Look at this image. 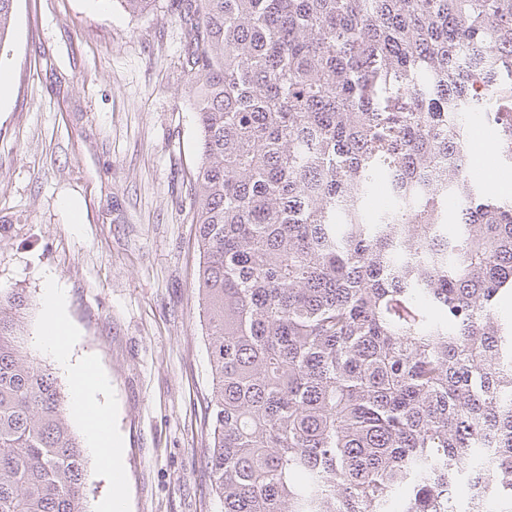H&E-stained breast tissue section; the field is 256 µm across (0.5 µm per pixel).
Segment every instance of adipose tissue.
I'll list each match as a JSON object with an SVG mask.
<instances>
[{"label":"adipose tissue","mask_w":512,"mask_h":512,"mask_svg":"<svg viewBox=\"0 0 512 512\" xmlns=\"http://www.w3.org/2000/svg\"><path fill=\"white\" fill-rule=\"evenodd\" d=\"M44 310L43 325L34 342L50 352L58 365L68 371L73 389L71 411L83 426L88 447L102 456L101 468L111 477L115 487L113 495L100 502L99 512H127L122 492V447L112 434L109 410L99 400L107 388V380L98 372L93 360L73 361L74 332L65 317L64 294L56 285H49L45 290Z\"/></svg>","instance_id":"obj_1"}]
</instances>
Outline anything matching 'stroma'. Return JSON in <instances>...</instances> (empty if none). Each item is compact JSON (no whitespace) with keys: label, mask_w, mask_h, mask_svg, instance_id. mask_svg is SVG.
<instances>
[{"label":"stroma","mask_w":512,"mask_h":512,"mask_svg":"<svg viewBox=\"0 0 512 512\" xmlns=\"http://www.w3.org/2000/svg\"><path fill=\"white\" fill-rule=\"evenodd\" d=\"M178 0H15L0 68V289L43 322L63 288L75 360L109 381L129 512H221L186 178L197 161Z\"/></svg>","instance_id":"35a3bbf8"}]
</instances>
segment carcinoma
I'll return each instance as SVG.
<instances>
[{
    "label": "carcinoma",
    "mask_w": 512,
    "mask_h": 512,
    "mask_svg": "<svg viewBox=\"0 0 512 512\" xmlns=\"http://www.w3.org/2000/svg\"><path fill=\"white\" fill-rule=\"evenodd\" d=\"M185 24L223 512H512V199L468 175L478 115L512 163V0H189ZM26 306L0 291V512H88Z\"/></svg>",
    "instance_id": "1"
}]
</instances>
